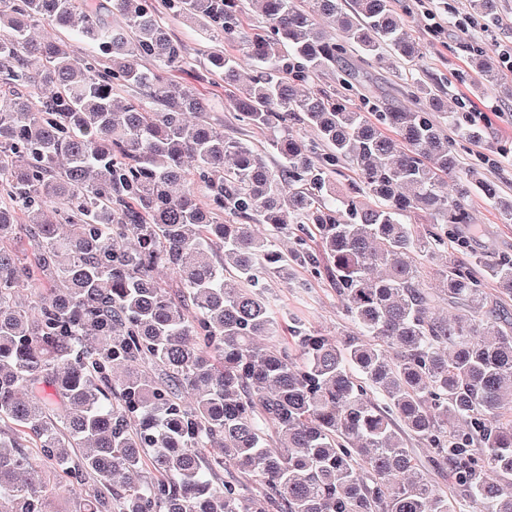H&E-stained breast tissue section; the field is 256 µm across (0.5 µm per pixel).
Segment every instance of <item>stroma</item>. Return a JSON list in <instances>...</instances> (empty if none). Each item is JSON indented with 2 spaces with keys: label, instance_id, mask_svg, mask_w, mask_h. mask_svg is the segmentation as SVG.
Masks as SVG:
<instances>
[{
  "label": "stroma",
  "instance_id": "35a3bbf8",
  "mask_svg": "<svg viewBox=\"0 0 512 512\" xmlns=\"http://www.w3.org/2000/svg\"><path fill=\"white\" fill-rule=\"evenodd\" d=\"M395 7L403 11L424 55L417 66L397 59L392 70L379 71L377 91L387 100H404L407 80L414 77L438 86L449 111L464 107L484 113L482 140L456 141L457 158L462 168H476L503 196L512 197V97L490 86L477 93L470 83L458 79L468 67L472 47L482 46L494 53L512 47V0H497V19L491 27L482 20H471L470 0H397ZM203 87L213 100L214 119L223 125L225 135L255 146L266 144L267 132L240 121L220 78L204 79ZM466 206L471 222L484 229L479 247L496 255L512 254V224L498 222L493 204L475 193ZM266 292L277 307L300 315L327 334L339 337L350 330L336 287L325 276L314 277L306 269L294 267L285 279L267 280Z\"/></svg>",
  "mask_w": 512,
  "mask_h": 512
}]
</instances>
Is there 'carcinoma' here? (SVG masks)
<instances>
[{
    "label": "carcinoma",
    "mask_w": 512,
    "mask_h": 512,
    "mask_svg": "<svg viewBox=\"0 0 512 512\" xmlns=\"http://www.w3.org/2000/svg\"><path fill=\"white\" fill-rule=\"evenodd\" d=\"M165 4L212 42L242 43L246 88L233 56L210 52L205 70L239 118L274 132L265 148L226 138L196 83L141 65L188 68L148 0H0V499L57 512L58 487L74 512H512V321L495 314L512 255L462 232L473 192L502 224L512 197L459 166L435 87L350 102L364 66L422 58L393 0H261L249 31L242 0ZM344 5L332 41L317 18ZM471 9L494 23V0ZM44 22L95 52L34 35ZM470 68L475 87L498 82L489 51L474 48ZM324 70L335 87L299 91ZM120 87L142 96L119 106ZM453 125L482 138L468 112ZM339 163L359 185L344 200ZM418 213L428 226L408 223ZM293 265L329 276L352 331L327 336L272 304L259 278ZM408 436L454 492L418 471ZM226 468L257 492L216 484Z\"/></svg>",
    "instance_id": "cac0c4a2"
}]
</instances>
